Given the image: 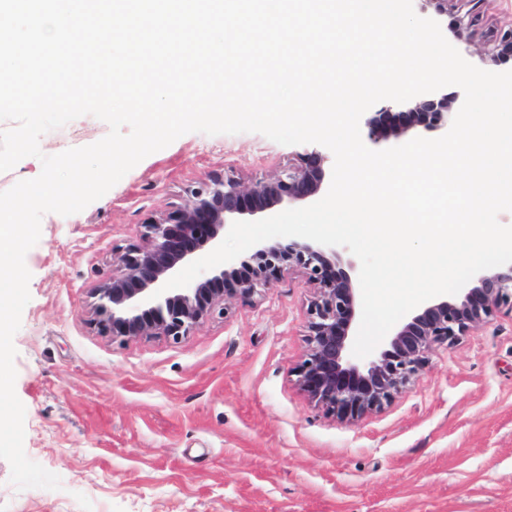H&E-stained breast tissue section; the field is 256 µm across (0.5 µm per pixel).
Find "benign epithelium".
<instances>
[{"label": "benign epithelium", "mask_w": 512, "mask_h": 512, "mask_svg": "<svg viewBox=\"0 0 512 512\" xmlns=\"http://www.w3.org/2000/svg\"><path fill=\"white\" fill-rule=\"evenodd\" d=\"M416 100L409 109L402 103L379 102L364 121L366 139L377 143L417 127L434 131L448 125L445 89ZM324 161L325 156L312 151L276 177L250 187L224 175L187 187L184 203L144 224L143 244L126 248L112 277L93 289L90 324L114 341L164 337L177 343L200 323L225 316L231 300L261 296L284 273L299 269L316 289L307 308L299 384L317 405L355 422L405 391L432 352L450 347L504 310L512 313V264H506L474 276L451 300L441 295L419 307L383 347L360 362L352 355L358 298L351 276L340 268L342 252L294 239L262 242L250 255L211 275L151 298L182 265L215 249L233 222L258 213L272 216L280 207L328 191L331 176Z\"/></svg>", "instance_id": "benign-epithelium-1"}]
</instances>
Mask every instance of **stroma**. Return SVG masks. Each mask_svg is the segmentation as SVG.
Listing matches in <instances>:
<instances>
[{
    "label": "stroma",
    "instance_id": "35a3bbf8",
    "mask_svg": "<svg viewBox=\"0 0 512 512\" xmlns=\"http://www.w3.org/2000/svg\"><path fill=\"white\" fill-rule=\"evenodd\" d=\"M448 21L446 39L484 69L512 0H450ZM108 132L84 115L39 146L55 155ZM312 149L191 132L83 211L43 216L15 392L25 453L62 487L16 490L0 459V512H512V314L433 352L406 392L354 424L296 383L314 295L302 271L177 343L91 326L93 288L186 186L215 174L248 186Z\"/></svg>",
    "mask_w": 512,
    "mask_h": 512
}]
</instances>
